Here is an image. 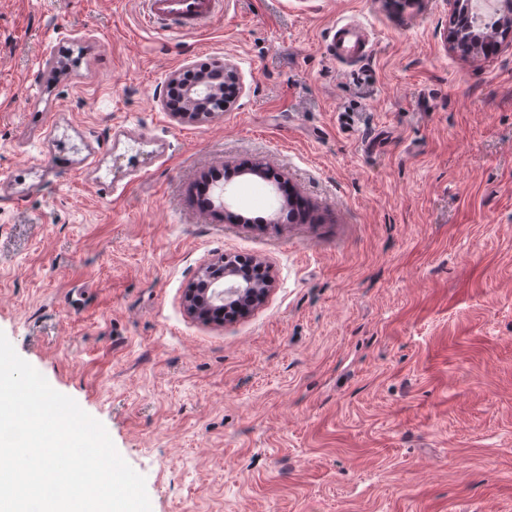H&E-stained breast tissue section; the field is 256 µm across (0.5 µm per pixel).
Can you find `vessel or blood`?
I'll return each instance as SVG.
<instances>
[{
    "label": "vessel or blood",
    "mask_w": 512,
    "mask_h": 512,
    "mask_svg": "<svg viewBox=\"0 0 512 512\" xmlns=\"http://www.w3.org/2000/svg\"><path fill=\"white\" fill-rule=\"evenodd\" d=\"M223 14L224 0H142L145 25L162 31L190 32ZM368 43L365 26L340 22L330 44V54L340 61L358 58L365 54Z\"/></svg>",
    "instance_id": "obj_1"
}]
</instances>
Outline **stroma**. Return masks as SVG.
<instances>
[{"label": "stroma", "mask_w": 512, "mask_h": 512, "mask_svg": "<svg viewBox=\"0 0 512 512\" xmlns=\"http://www.w3.org/2000/svg\"><path fill=\"white\" fill-rule=\"evenodd\" d=\"M448 0H226L191 34L138 0H0V332L101 422L152 512H512V49L461 58ZM368 56L327 52L338 20ZM244 88L170 116L185 67ZM285 173L312 214L224 167ZM268 301L184 310L199 267Z\"/></svg>", "instance_id": "stroma-1"}]
</instances>
